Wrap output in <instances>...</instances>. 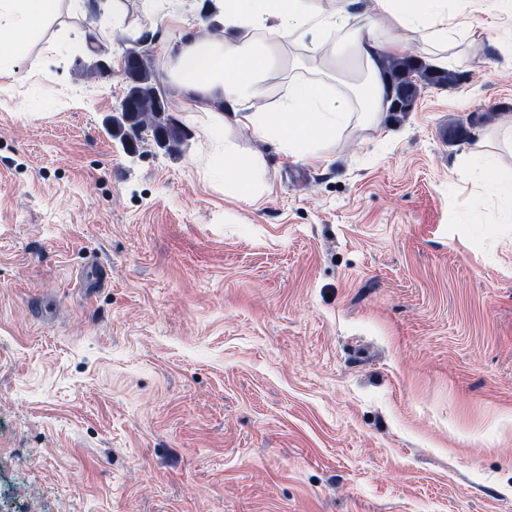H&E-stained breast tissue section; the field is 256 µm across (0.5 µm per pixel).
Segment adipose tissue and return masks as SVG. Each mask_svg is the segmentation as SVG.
<instances>
[{"label": "adipose tissue", "instance_id": "adipose-tissue-1", "mask_svg": "<svg viewBox=\"0 0 512 512\" xmlns=\"http://www.w3.org/2000/svg\"><path fill=\"white\" fill-rule=\"evenodd\" d=\"M60 0H0V47L9 58L0 69L11 70L24 59L33 36L56 14ZM357 0H215L214 21L224 26L220 42L195 40L178 49L171 68L175 89L196 110L213 114L216 123L204 128L207 138L220 124L252 127L281 150L308 161L323 160L351 119L347 95L326 90L322 82L296 80L271 109L254 110L265 96L267 78L282 63L285 44L311 36L312 54L330 56L342 70L364 67L370 84V105L381 111L384 81L381 58L401 50L399 32L415 33L422 42L447 46L459 30L448 13V0H375L366 22L353 21ZM351 29L349 43L335 40L337 31ZM220 174L241 199L259 194L253 166L225 145Z\"/></svg>", "mask_w": 512, "mask_h": 512}]
</instances>
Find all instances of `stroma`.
Wrapping results in <instances>:
<instances>
[{"label":"stroma","instance_id":"35a3bbf8","mask_svg":"<svg viewBox=\"0 0 512 512\" xmlns=\"http://www.w3.org/2000/svg\"><path fill=\"white\" fill-rule=\"evenodd\" d=\"M206 0L58 13L0 77V512H512V209L464 169L512 122V14L448 8L468 78L352 120L321 162L170 91L181 151L113 137L121 75L46 43L139 41L160 70ZM289 81L340 88L307 41ZM487 137L488 155L453 140ZM258 167L245 202L225 144Z\"/></svg>","mask_w":512,"mask_h":512}]
</instances>
